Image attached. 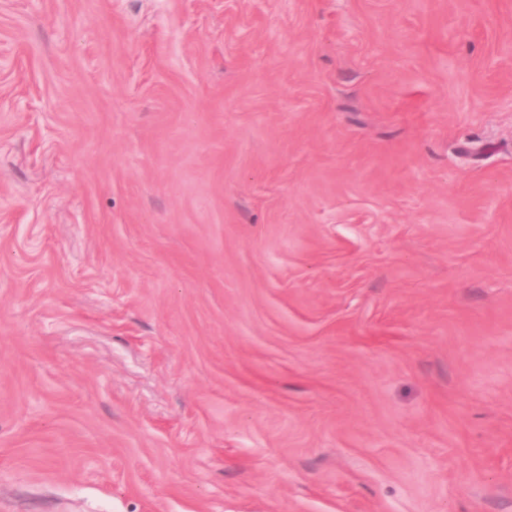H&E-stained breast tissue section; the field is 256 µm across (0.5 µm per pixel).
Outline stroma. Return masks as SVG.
Returning a JSON list of instances; mask_svg holds the SVG:
<instances>
[{
  "label": "stroma",
  "instance_id": "obj_1",
  "mask_svg": "<svg viewBox=\"0 0 512 512\" xmlns=\"http://www.w3.org/2000/svg\"><path fill=\"white\" fill-rule=\"evenodd\" d=\"M0 512H512V0H0Z\"/></svg>",
  "mask_w": 512,
  "mask_h": 512
}]
</instances>
